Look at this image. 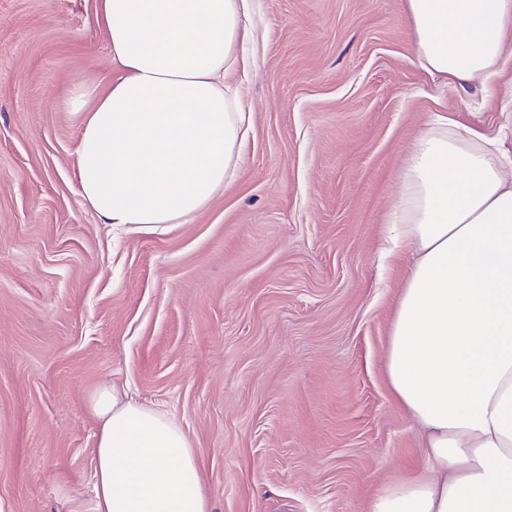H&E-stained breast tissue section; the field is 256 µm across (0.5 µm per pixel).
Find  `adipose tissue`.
I'll list each match as a JSON object with an SVG mask.
<instances>
[{
    "mask_svg": "<svg viewBox=\"0 0 512 512\" xmlns=\"http://www.w3.org/2000/svg\"><path fill=\"white\" fill-rule=\"evenodd\" d=\"M421 65L512 105V0H405ZM247 0H101L121 74L76 90L80 195L113 229L163 232L237 174L249 117L227 77ZM390 238L414 264L390 329L391 390L425 472L371 512H512V179L495 141L439 122L402 170ZM95 512H210L182 429L111 385L91 400Z\"/></svg>",
    "mask_w": 512,
    "mask_h": 512,
    "instance_id": "ef3b65f1",
    "label": "adipose tissue"
}]
</instances>
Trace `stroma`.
<instances>
[{"instance_id":"35a3bbf8","label":"stroma","mask_w":512,"mask_h":512,"mask_svg":"<svg viewBox=\"0 0 512 512\" xmlns=\"http://www.w3.org/2000/svg\"><path fill=\"white\" fill-rule=\"evenodd\" d=\"M99 5L0 0V512H94L106 384L182 429L211 512H369L426 466L385 367L401 170L437 113L512 156V112L420 68L405 0H249L236 177L116 235L68 106L118 73Z\"/></svg>"}]
</instances>
